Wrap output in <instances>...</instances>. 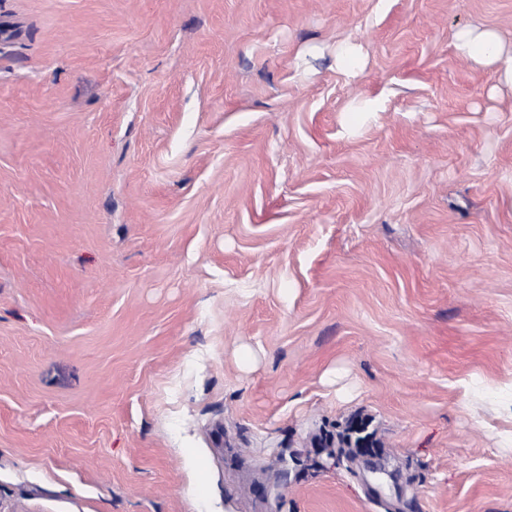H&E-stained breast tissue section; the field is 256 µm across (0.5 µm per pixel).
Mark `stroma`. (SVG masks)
I'll list each match as a JSON object with an SVG mask.
<instances>
[{"label":"stroma","mask_w":512,"mask_h":512,"mask_svg":"<svg viewBox=\"0 0 512 512\" xmlns=\"http://www.w3.org/2000/svg\"><path fill=\"white\" fill-rule=\"evenodd\" d=\"M463 28L512 52V0H0V512H512Z\"/></svg>","instance_id":"35a3bbf8"}]
</instances>
